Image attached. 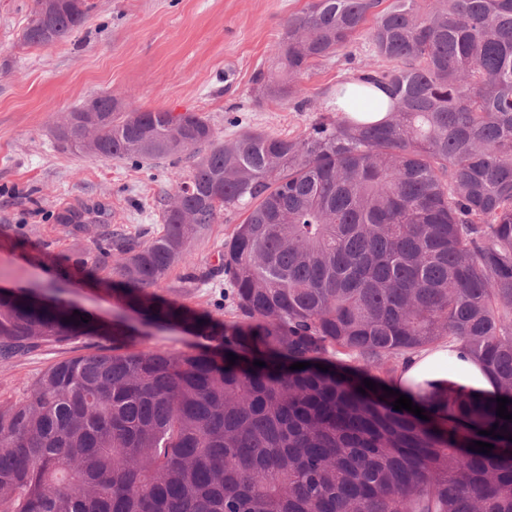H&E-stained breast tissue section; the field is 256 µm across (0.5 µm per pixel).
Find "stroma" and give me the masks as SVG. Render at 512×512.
<instances>
[{
  "mask_svg": "<svg viewBox=\"0 0 512 512\" xmlns=\"http://www.w3.org/2000/svg\"><path fill=\"white\" fill-rule=\"evenodd\" d=\"M307 0H92L85 25L69 42L21 46L34 0H0V288L61 283V298L104 322L129 316L123 296L105 279L120 263L109 238L148 239L162 228L157 200L189 160L131 164L63 149L50 130L84 101L109 95L125 110L205 115L219 141L246 130L296 137L324 115L337 83L389 63L358 37L346 54L317 64L301 80L303 107L259 102L251 94L258 72L274 65L276 43L292 13ZM69 211L77 224L61 223ZM240 215L220 218L188 247L156 290L166 303L230 320L224 284L182 287L188 270L215 264ZM97 269L84 277L82 266ZM85 336L45 345L0 362V402L22 399L53 363L94 351ZM140 350L199 352L206 343L188 328L143 325Z\"/></svg>",
  "mask_w": 512,
  "mask_h": 512,
  "instance_id": "stroma-1",
  "label": "stroma"
}]
</instances>
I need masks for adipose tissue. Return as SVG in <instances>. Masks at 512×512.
<instances>
[{
	"instance_id": "1",
	"label": "adipose tissue",
	"mask_w": 512,
	"mask_h": 512,
	"mask_svg": "<svg viewBox=\"0 0 512 512\" xmlns=\"http://www.w3.org/2000/svg\"><path fill=\"white\" fill-rule=\"evenodd\" d=\"M389 385L412 402L427 406H441L461 396L493 397L499 392L496 379L457 342L418 349L399 364Z\"/></svg>"
}]
</instances>
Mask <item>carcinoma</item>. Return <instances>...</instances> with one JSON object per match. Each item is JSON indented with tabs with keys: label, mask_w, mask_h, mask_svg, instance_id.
<instances>
[{
	"label": "carcinoma",
	"mask_w": 512,
	"mask_h": 512,
	"mask_svg": "<svg viewBox=\"0 0 512 512\" xmlns=\"http://www.w3.org/2000/svg\"><path fill=\"white\" fill-rule=\"evenodd\" d=\"M92 8L35 0L23 44L68 42ZM363 35L394 66L361 71L349 102L386 110L380 122L331 108L297 137L221 143L200 113L101 96L57 125L63 147L103 160L193 158L162 230L115 240L118 287L141 321L186 325L221 354L139 350L126 319L76 315L57 287L0 289V360L112 337L0 403V512H512V420L496 400L448 402L443 427L382 389L410 351L458 342L512 413V0H310L257 97L297 98L303 75ZM237 213L207 272L231 288L235 319L158 304L188 240Z\"/></svg>",
	"instance_id": "carcinoma-1"
}]
</instances>
